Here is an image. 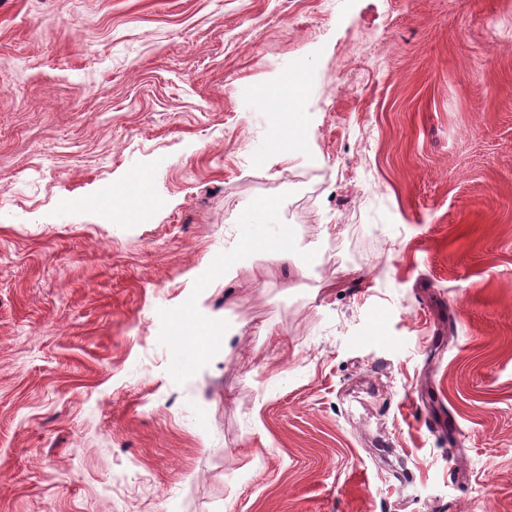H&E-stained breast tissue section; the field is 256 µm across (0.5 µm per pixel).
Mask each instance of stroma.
I'll return each mask as SVG.
<instances>
[{"label": "stroma", "instance_id": "1", "mask_svg": "<svg viewBox=\"0 0 512 512\" xmlns=\"http://www.w3.org/2000/svg\"><path fill=\"white\" fill-rule=\"evenodd\" d=\"M0 512H512V0H0Z\"/></svg>", "mask_w": 512, "mask_h": 512}]
</instances>
